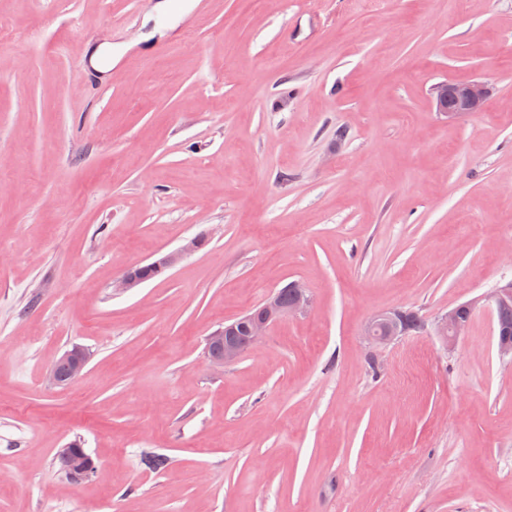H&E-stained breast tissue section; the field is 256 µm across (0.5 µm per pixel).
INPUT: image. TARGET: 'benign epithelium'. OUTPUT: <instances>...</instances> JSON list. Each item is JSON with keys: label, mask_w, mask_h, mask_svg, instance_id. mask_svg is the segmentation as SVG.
<instances>
[{"label": "benign epithelium", "mask_w": 512, "mask_h": 512, "mask_svg": "<svg viewBox=\"0 0 512 512\" xmlns=\"http://www.w3.org/2000/svg\"><path fill=\"white\" fill-rule=\"evenodd\" d=\"M437 111L448 120H453L465 112L480 111L488 96L489 88L478 80L456 82L445 80L433 88ZM201 238L194 237L177 251L149 263L153 268L171 270L184 255L197 251ZM143 279L127 271L112 283V288L127 292L140 284ZM294 292V300L285 306L280 292L268 296L255 313H247L237 320L216 330L206 340V357L215 368H222L237 361L247 350L253 348L266 335L269 328L285 317L300 315L311 305V296L303 282L295 280L287 284ZM489 304L494 308H512V282L507 283L491 294ZM480 300L465 302L448 310L436 325L435 333L453 348L464 335L470 321L461 317V310L474 312ZM408 312L403 310L383 311L377 314L365 327V340L375 349L382 348L396 338L406 334L404 324ZM90 361V352L82 345L75 344L67 349L52 368L50 379L53 384L63 386L82 376ZM57 456L65 461V477L72 483H81L95 471V463L81 443L73 441L59 449Z\"/></svg>", "instance_id": "benign-epithelium-1"}]
</instances>
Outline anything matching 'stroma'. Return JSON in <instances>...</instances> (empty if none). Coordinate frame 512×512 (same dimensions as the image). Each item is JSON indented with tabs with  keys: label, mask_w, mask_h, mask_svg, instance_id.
<instances>
[{
	"label": "stroma",
	"mask_w": 512,
	"mask_h": 512,
	"mask_svg": "<svg viewBox=\"0 0 512 512\" xmlns=\"http://www.w3.org/2000/svg\"><path fill=\"white\" fill-rule=\"evenodd\" d=\"M156 2L0 0V512H512L494 313L434 333L512 280V0ZM102 42L104 79L78 65ZM447 79L482 111L441 116ZM293 280L307 312L212 367ZM393 309L423 330L372 349ZM489 88L478 80L456 82L445 80L433 88L437 112L448 121L465 112H479L488 96ZM200 242V237L191 238L187 240L178 251L168 253L146 265L153 268H161L165 272H168L182 259L184 255L196 252L200 247ZM291 288L294 300L288 306L281 302V290L268 296L256 313H247L224 328L218 329L206 340V357L215 368L237 361L266 335L269 328L285 317L303 314L311 305V296L303 282L295 280L282 287ZM244 335V340L240 336ZM479 303L480 299L462 303L449 309L446 314L438 319L435 325V333L448 344V347L452 348L455 346L471 322V320L461 317V310L466 309L473 315ZM90 361V352L82 345H72L52 368L50 379L54 385L63 386L82 376ZM57 456L65 461L56 457L59 467H63L65 477L72 483H81L88 479L95 471V463L90 455L86 452L85 448L80 442L73 441L64 448H60Z\"/></svg>",
	"instance_id": "1"
}]
</instances>
